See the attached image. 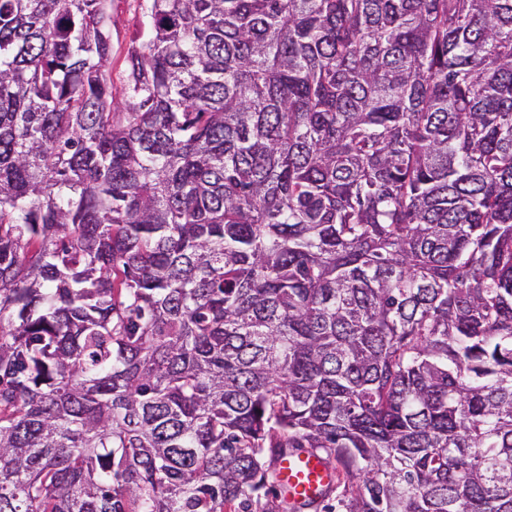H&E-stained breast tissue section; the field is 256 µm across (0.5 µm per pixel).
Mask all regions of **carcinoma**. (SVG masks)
Masks as SVG:
<instances>
[{
    "label": "carcinoma",
    "mask_w": 512,
    "mask_h": 512,
    "mask_svg": "<svg viewBox=\"0 0 512 512\" xmlns=\"http://www.w3.org/2000/svg\"><path fill=\"white\" fill-rule=\"evenodd\" d=\"M0 0V512H512V0ZM141 0H112V79L121 88L125 58L132 47L131 39L141 21ZM279 467L280 483L287 486L296 499H319L336 480L335 472L312 451L290 453L281 460Z\"/></svg>",
    "instance_id": "carcinoma-1"
}]
</instances>
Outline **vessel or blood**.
<instances>
[{"mask_svg": "<svg viewBox=\"0 0 512 512\" xmlns=\"http://www.w3.org/2000/svg\"><path fill=\"white\" fill-rule=\"evenodd\" d=\"M335 480V472L312 451L288 454L280 462V482L298 499L320 498Z\"/></svg>", "mask_w": 512, "mask_h": 512, "instance_id": "1", "label": "vessel or blood"}]
</instances>
